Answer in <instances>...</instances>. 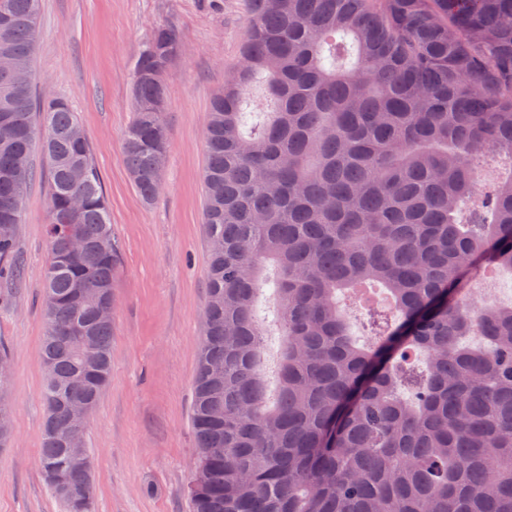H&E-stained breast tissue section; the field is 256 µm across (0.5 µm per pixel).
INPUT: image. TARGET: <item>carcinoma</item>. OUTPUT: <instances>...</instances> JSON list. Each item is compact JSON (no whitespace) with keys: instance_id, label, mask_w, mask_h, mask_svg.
<instances>
[{"instance_id":"cac0c4a2","label":"carcinoma","mask_w":512,"mask_h":512,"mask_svg":"<svg viewBox=\"0 0 512 512\" xmlns=\"http://www.w3.org/2000/svg\"><path fill=\"white\" fill-rule=\"evenodd\" d=\"M238 67L208 112V300L194 381L191 512H512V305L471 293L512 269V0H249ZM40 0H0V54L33 68ZM153 31L133 74L124 161L161 193L164 75ZM0 80V275L45 162L49 259L39 466L65 512H97L61 410L110 380L120 248L69 104ZM82 248L70 250L71 230ZM274 266L271 322L258 285ZM381 284L395 312L348 314ZM83 337L64 343L61 333ZM280 339L275 397L263 337ZM471 336L479 337L475 343Z\"/></svg>"}]
</instances>
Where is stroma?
<instances>
[{
	"instance_id": "35a3bbf8",
	"label": "stroma",
	"mask_w": 512,
	"mask_h": 512,
	"mask_svg": "<svg viewBox=\"0 0 512 512\" xmlns=\"http://www.w3.org/2000/svg\"><path fill=\"white\" fill-rule=\"evenodd\" d=\"M249 0H41L34 70L41 94L67 98L91 144L121 246L112 374L89 415L98 512H190L196 457L192 388L208 295L203 168L213 95L240 61ZM173 27L163 189L136 192L122 139L132 75L151 33ZM47 188L31 182L18 248L25 273L0 287V344L10 354L9 447L0 448V512H64L37 465L46 408L40 355Z\"/></svg>"
}]
</instances>
